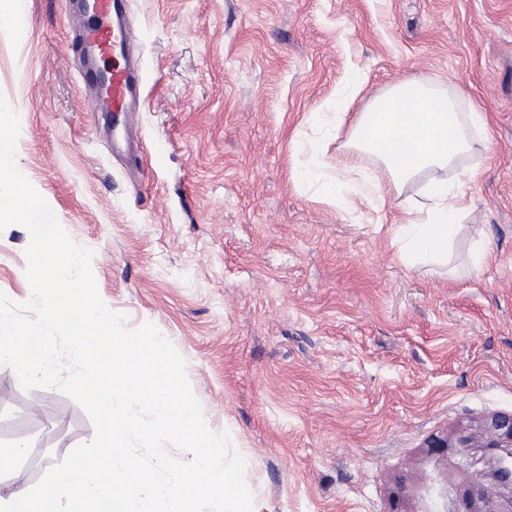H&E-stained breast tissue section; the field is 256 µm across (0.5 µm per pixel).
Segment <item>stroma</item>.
Here are the masks:
<instances>
[{"mask_svg":"<svg viewBox=\"0 0 512 512\" xmlns=\"http://www.w3.org/2000/svg\"><path fill=\"white\" fill-rule=\"evenodd\" d=\"M72 2L0 21L18 167L92 251L104 303L183 357L254 512H512L479 452L451 444L512 415V0H126L146 85L132 159L70 50ZM404 79L488 130L398 188L352 154L336 103L365 111ZM434 178L463 181L470 210L441 260L398 229ZM29 243L0 230L17 303ZM94 436L73 399L0 370V448L57 464Z\"/></svg>","mask_w":512,"mask_h":512,"instance_id":"obj_1","label":"stroma"}]
</instances>
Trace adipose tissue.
I'll list each match as a JSON object with an SVG mask.
<instances>
[{
  "instance_id": "obj_1",
  "label": "adipose tissue",
  "mask_w": 512,
  "mask_h": 512,
  "mask_svg": "<svg viewBox=\"0 0 512 512\" xmlns=\"http://www.w3.org/2000/svg\"><path fill=\"white\" fill-rule=\"evenodd\" d=\"M350 122L355 148L374 153L397 184L454 168L473 151L454 99L414 79L396 84L367 111L353 113ZM428 197L429 207L406 210L403 228L412 249L438 258L447 255L450 233L466 206L462 193L441 181L429 184Z\"/></svg>"
}]
</instances>
